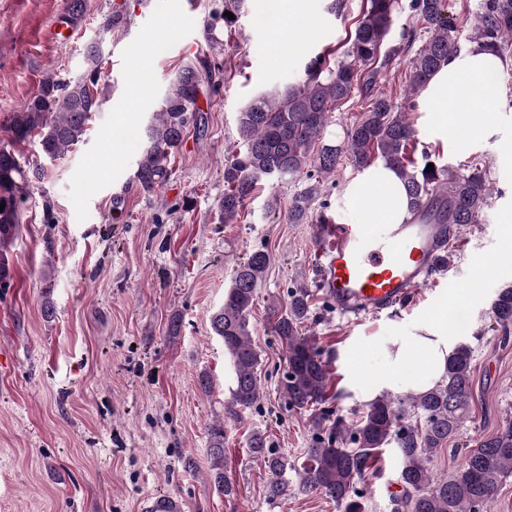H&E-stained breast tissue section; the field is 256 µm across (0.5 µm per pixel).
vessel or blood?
<instances>
[{
    "mask_svg": "<svg viewBox=\"0 0 512 512\" xmlns=\"http://www.w3.org/2000/svg\"><path fill=\"white\" fill-rule=\"evenodd\" d=\"M442 225L413 218L405 224H322L314 240L315 281L342 313H376L424 282L442 245ZM140 512H185L173 493L144 497Z\"/></svg>",
    "mask_w": 512,
    "mask_h": 512,
    "instance_id": "1",
    "label": "vessel or blood"
}]
</instances>
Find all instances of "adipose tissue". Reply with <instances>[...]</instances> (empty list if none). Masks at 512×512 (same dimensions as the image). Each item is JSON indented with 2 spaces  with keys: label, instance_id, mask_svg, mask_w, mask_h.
<instances>
[{
  "label": "adipose tissue",
  "instance_id": "1",
  "mask_svg": "<svg viewBox=\"0 0 512 512\" xmlns=\"http://www.w3.org/2000/svg\"><path fill=\"white\" fill-rule=\"evenodd\" d=\"M502 68L501 59L477 43L449 57L416 100L434 141L453 149L492 142L498 148L512 149V140L497 136L496 114L501 106L497 76ZM478 103L486 109L480 118L473 115ZM345 197L359 207V223L404 224L411 219L404 183L386 162L357 171ZM448 314L447 307H440L405 334L392 338L385 350L384 386L423 392L443 379L453 349ZM414 360L419 369H411Z\"/></svg>",
  "mask_w": 512,
  "mask_h": 512
}]
</instances>
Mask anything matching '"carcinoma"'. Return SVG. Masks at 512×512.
<instances>
[{"label": "carcinoma", "mask_w": 512, "mask_h": 512, "mask_svg": "<svg viewBox=\"0 0 512 512\" xmlns=\"http://www.w3.org/2000/svg\"><path fill=\"white\" fill-rule=\"evenodd\" d=\"M247 0H212L205 20L207 31L232 32ZM408 11L409 26L391 40L395 21ZM229 11L230 19L224 16ZM423 44L413 48L416 37ZM469 41L495 52L502 60L512 57V0H479ZM461 49L457 27L447 15L446 0H367L363 17L350 35L344 58L333 63L326 54L310 58L300 81L282 91L252 98L237 120V134L245 150L232 156L224 168V196L218 201L220 223L240 221L245 201L257 185L276 188L287 180L304 178L308 186L292 198L283 212L277 194L267 203L266 214H283L289 224L307 220L312 201L326 177L343 161L356 168L377 159L394 166L404 182L411 214L433 224L462 227L477 223L492 192L486 175L448 166L418 168L408 157L417 131L408 113L395 107L393 97L376 90L383 69L400 56L408 60L407 96L415 98L431 76ZM83 76L62 81L54 75L42 80L37 92L9 122L12 144H22L36 134L45 159L54 161L78 144L92 113L105 101L106 75L102 50L91 42L85 50ZM212 78L211 67L200 72L192 64L176 73L160 111L146 127L135 178L145 193L166 184L168 163L182 145L188 127L196 120L202 77ZM359 93L364 111L347 126L341 145L323 143L330 112L336 103ZM44 168L26 160L15 148L0 149V284L11 278L2 249L11 242L31 183L43 178ZM271 258L265 246L253 249L235 271L224 305L211 317L214 333L224 342L234 372L225 419L236 421L258 405L262 391L257 379L259 355L252 344L249 314L258 288L265 280ZM314 293L290 288L287 301L268 306L271 330L283 348L287 368L280 382L282 397L291 409L310 411L312 430L306 458L296 466L270 447L263 433L248 440L252 455L264 461L271 474L266 486L270 501L288 496L298 478V491L318 494L336 504L339 512H362L366 476L375 471L377 457L392 448L400 459L402 494L392 499V512H490L505 479L512 476V415L496 430L465 446L461 466L445 480L432 477L430 463L447 447L471 418L473 350L458 343L448 357L447 376L431 389L375 398L349 418L335 407L332 394L330 352L302 332L310 319ZM492 330L507 341L512 334V286L500 289L490 312ZM211 483L230 498L233 485L224 475V424L209 427Z\"/></svg>", "instance_id": "cac0c4a2"}]
</instances>
